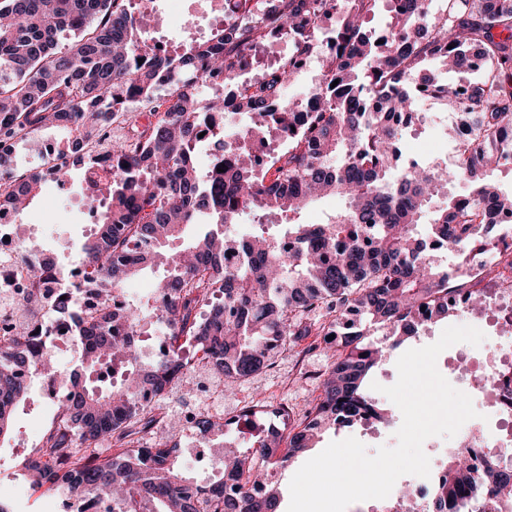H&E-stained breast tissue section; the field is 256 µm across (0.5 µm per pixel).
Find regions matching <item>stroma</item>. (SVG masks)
<instances>
[{"instance_id": "stroma-1", "label": "stroma", "mask_w": 512, "mask_h": 512, "mask_svg": "<svg viewBox=\"0 0 512 512\" xmlns=\"http://www.w3.org/2000/svg\"><path fill=\"white\" fill-rule=\"evenodd\" d=\"M152 9L156 16L152 37L173 48H188L192 42L208 37L216 26L213 15L207 14L197 0H154ZM419 109L425 115L426 125L417 131H406L402 147L404 156L428 164L449 160L452 153L440 146L435 126L440 122L450 123L452 114L430 100L421 102ZM86 197V185L81 173L76 172L62 188L54 182H45L39 198L25 213L26 220L31 221L37 219L44 209H53L52 228L42 241L52 257L68 270L80 264V245L89 220ZM471 323L470 313L457 311L448 318L419 328L416 336L405 339L401 347L388 351L385 359L370 373V381L384 386L393 385L398 378L396 362L403 351L436 342L446 327L468 326ZM330 364L324 350L313 347L311 340L306 339L294 349L279 354L270 368L234 383L232 391L225 393L224 397L207 396L198 401H184L175 394L167 402L166 409L177 415L205 412L218 416L229 414L240 403L262 400L299 413L312 406ZM374 399L386 415L380 436L367 435L357 423L331 427L321 433L314 448L293 457L286 466L269 469L268 478L280 491L281 512H286L288 508L289 484L295 472L330 442L353 436L371 454L379 446L396 445V432L402 424V414L385 395L375 394ZM55 409L54 403L40 397L37 388H30L26 399L20 402L14 413L8 435L0 437V501L12 505L14 512H50L55 502L54 496L30 487L22 468L23 461L40 448L42 435L50 425Z\"/></svg>"}]
</instances>
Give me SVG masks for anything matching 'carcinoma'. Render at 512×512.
I'll use <instances>...</instances> for the list:
<instances>
[{"label": "carcinoma", "instance_id": "cac0c4a2", "mask_svg": "<svg viewBox=\"0 0 512 512\" xmlns=\"http://www.w3.org/2000/svg\"><path fill=\"white\" fill-rule=\"evenodd\" d=\"M151 2L0 0V143L59 130L65 137L57 146L80 147L92 163L106 128L127 127L104 150L108 179L86 182L97 221L81 244V264L96 276L102 307L83 321L66 290L18 306L14 334L0 338V436L28 393L15 374L27 365L63 388L40 455L23 465L33 488L109 498L117 512L133 502L148 512H278V493L260 472L312 448L323 429L351 422L360 406L378 409L366 381L383 347L345 326L346 317L387 327L389 348L399 346L418 333L420 311L433 322L453 309L449 272L432 264L431 246L444 242L464 261L475 248L493 252L497 239L489 233L499 216L512 218V193L491 180L512 164L497 150L512 138V0H440L435 11L433 0H388L390 17L378 31L364 23L379 0H224V17L207 39L162 55L147 31ZM274 27L288 55L240 78L242 59L257 54ZM319 45L318 82L300 98L287 97ZM200 83L223 92L204 99ZM422 91L466 131L454 138L449 166L396 164L404 128L388 115L417 111ZM135 101L151 104L145 124L128 113ZM296 108L306 109L299 123ZM229 110L248 114L255 137L272 126L288 135V151L259 163L243 141L224 171L200 170L195 114ZM14 164L0 154V184L12 186L0 193V208L19 216L47 173L36 167L18 176ZM450 183L465 184L466 193L433 205ZM330 195L347 199L342 212L320 224L301 220L312 202ZM247 210L257 224L279 217L300 248L286 250L261 229L225 236L220 227ZM201 223L216 229L164 255L168 241ZM227 248L243 256L234 271L224 266ZM155 261L172 267L157 285L166 303L146 309L127 301L113 311L122 286ZM40 315L79 324L82 373L39 351L31 323ZM122 319L141 335L147 325H165L163 351L150 365L142 364L138 344L111 333ZM331 334L336 346L325 349L332 362L309 421L286 435L269 429L234 453L224 464L230 490L200 496L176 446L144 441L169 422L162 404L195 368L197 351L233 381L271 367L277 353L308 336ZM114 364L126 379L105 385L102 373ZM148 395L154 401L141 402ZM198 424L204 436L236 447L229 424L204 414ZM254 487L265 492L256 497ZM493 501L512 502V468L489 461L477 472L458 450L424 512H491Z\"/></svg>", "mask_w": 512, "mask_h": 512}]
</instances>
